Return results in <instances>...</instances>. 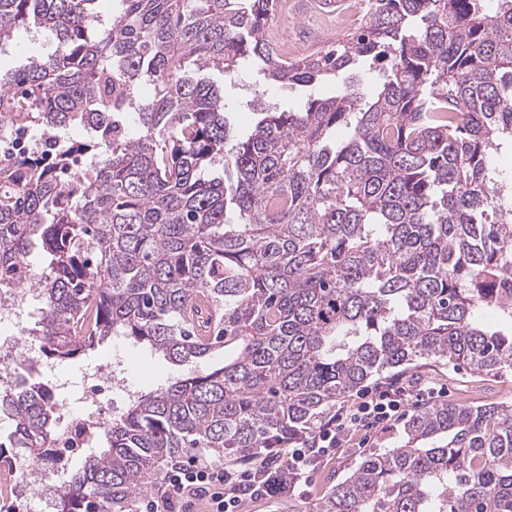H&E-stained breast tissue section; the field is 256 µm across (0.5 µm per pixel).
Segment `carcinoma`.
I'll return each mask as SVG.
<instances>
[{"label":"carcinoma","mask_w":512,"mask_h":512,"mask_svg":"<svg viewBox=\"0 0 512 512\" xmlns=\"http://www.w3.org/2000/svg\"><path fill=\"white\" fill-rule=\"evenodd\" d=\"M0 0V45L30 23L54 50L0 76V136L93 132L0 164V290L35 287L29 336L58 362L123 336L224 366L138 393L64 474L57 512H133L156 467L311 438L373 376L440 359L512 371V0H367L366 22L286 59L276 0ZM380 64L374 90L350 80ZM249 66L336 95L231 136L199 73ZM152 87L136 99L140 82ZM42 258L36 269L33 255ZM0 473L57 462L50 385L0 393ZM313 512H512V404H436Z\"/></svg>","instance_id":"1"}]
</instances>
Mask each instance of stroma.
Wrapping results in <instances>:
<instances>
[{"mask_svg": "<svg viewBox=\"0 0 512 512\" xmlns=\"http://www.w3.org/2000/svg\"><path fill=\"white\" fill-rule=\"evenodd\" d=\"M364 14L363 0H347L340 9L320 7L317 0H288V7L275 11L271 22L285 29L289 37L298 43L302 54L327 48L334 42L344 39L356 29L355 24L344 23L349 13ZM54 40L51 35L36 29L17 31L8 53L0 56V69L14 70L28 56L46 55L52 52ZM337 83L334 77L327 76L311 86L271 84L259 80L248 69L241 70L232 87H227V119L234 131L248 129L259 113L300 104L312 94L334 95ZM128 349L130 363L127 379L132 390L148 392L167 384L173 378L197 371H207L222 367L223 352H215L201 362L175 364L148 350L130 345L122 337H112L85 352L84 355L64 363H54L56 375L69 379L71 386L67 392L70 412L82 409L81 390L83 372L88 368H104L111 364L117 350ZM402 380L444 388L450 402L481 405L490 402L512 403V373L501 377L483 376L464 368H453L429 360L418 364L401 375ZM404 423L397 420L385 431L364 437L355 432L354 447L345 448L324 461L316 470L308 490H296L292 499L273 498L257 502H247L243 512H312L318 500L339 480L349 475L367 454L398 444L402 437Z\"/></svg>", "mask_w": 512, "mask_h": 512, "instance_id": "stroma-1", "label": "stroma"}]
</instances>
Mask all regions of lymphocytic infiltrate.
<instances>
[{
	"mask_svg": "<svg viewBox=\"0 0 512 512\" xmlns=\"http://www.w3.org/2000/svg\"><path fill=\"white\" fill-rule=\"evenodd\" d=\"M413 398L404 387L366 391L355 404L331 411L313 439L255 452L243 470L195 457L176 462L167 471L163 495L148 500L145 512H176L201 496L207 499L206 512H241L245 502L287 495L336 449L346 447L354 428L366 421L388 425L403 416Z\"/></svg>",
	"mask_w": 512,
	"mask_h": 512,
	"instance_id": "1",
	"label": "lymphocytic infiltrate"
}]
</instances>
